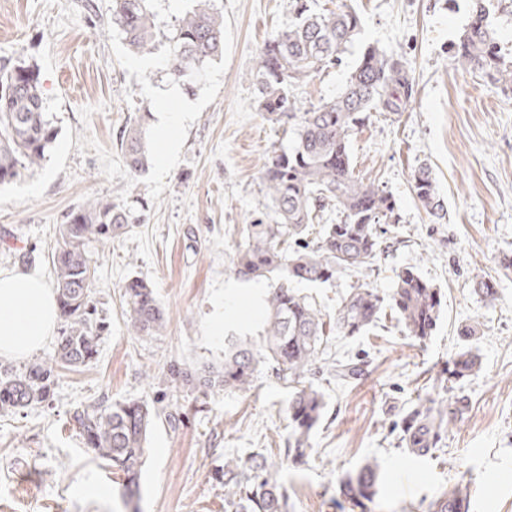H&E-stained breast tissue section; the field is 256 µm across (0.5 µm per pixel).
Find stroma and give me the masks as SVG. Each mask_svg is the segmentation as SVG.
I'll list each match as a JSON object with an SVG mask.
<instances>
[{
    "label": "stroma",
    "instance_id": "1",
    "mask_svg": "<svg viewBox=\"0 0 512 512\" xmlns=\"http://www.w3.org/2000/svg\"><path fill=\"white\" fill-rule=\"evenodd\" d=\"M362 30L339 65L300 83V110L342 88L365 45L402 58L414 85L404 112L374 116L351 139L356 175L396 201L369 281L380 294L396 273L416 267L445 303L426 344L403 336L394 314L354 337L332 338L314 370L323 418L304 465L285 462L288 386L262 369L246 392L189 389L176 368H218L224 338L258 340L265 311L253 281L235 272L239 231L270 207L260 169L281 143L277 124L256 110L251 74L268 33L288 18L290 0H214L224 14V53L208 63L194 94L174 108L190 116L168 166L152 160L132 176L119 135L143 121L155 141V90L168 41L192 0H151L162 29L156 54L134 58L111 23L112 0H0V59L37 66L58 129L41 167L0 188V268L53 281L49 255L71 209L91 199L131 207L144 221L91 247L95 301L108 325L98 356L61 371L51 401L0 416V512H126L120 479L69 423L75 408L116 399L156 401L164 412L148 436L141 512H224L218 474L225 457L261 452L278 462L289 512H357L338 478L366 460L381 464L372 512H432L457 482L468 483L469 512H512V84L454 63L451 45L470 19L471 0H346ZM429 166L442 217L419 202L414 173ZM32 254V262L19 253ZM154 289L166 326L137 336L125 283ZM498 298L485 303L476 280ZM479 322L482 365L464 381L462 417L449 421L440 450L418 457L401 448L398 423L419 395L438 394L460 326ZM360 361L365 374L338 383L333 359ZM176 424H169L167 415Z\"/></svg>",
    "mask_w": 512,
    "mask_h": 512
}]
</instances>
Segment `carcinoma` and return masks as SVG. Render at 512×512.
<instances>
[{"mask_svg":"<svg viewBox=\"0 0 512 512\" xmlns=\"http://www.w3.org/2000/svg\"><path fill=\"white\" fill-rule=\"evenodd\" d=\"M148 2L112 0V26L134 56L151 55L158 47L160 22ZM194 2L177 20L165 57L169 80L188 93L200 82L204 66L224 51V14L212 0ZM491 6L492 0H474L471 20L454 42L452 55L463 67L511 83L512 64L505 65L499 54ZM361 27L360 15L346 4L318 12L311 0H291L288 22L265 41L254 70L257 111L270 121L289 125L294 140L291 146L272 151L264 162L260 179L271 208L266 218L242 228L235 272L245 279L274 274L279 281L267 294L260 343L227 337L222 369L178 372L202 394L216 389L245 392L253 386L259 367H270L292 388L288 447L283 452L295 464L308 458L310 434L325 408L324 395L310 375L327 339L326 329L338 336H359L388 307L406 335L423 343L436 328L442 310L440 289L412 267L397 273L388 300L367 282L382 251L381 236L387 233L383 225L400 223V216L388 192L356 176L350 154L352 135L373 114L401 111V102L412 92L411 70L394 54L369 45L335 97L304 112L296 107L294 88L340 62ZM56 137L37 68L24 61L1 60L0 185L39 167ZM121 147L130 174L146 172L151 154L141 122L125 127ZM415 190L430 214L443 210L428 169L416 172ZM328 210L336 211L339 220L323 225L317 237L308 239L312 226ZM142 222L143 216L126 207L96 199L66 215L52 254L61 318L55 357L20 368H0V416L49 401L59 369L94 361L107 325L93 299L90 247L120 237L129 232V225ZM347 272L357 280L330 316L308 296L288 287L292 279L326 283ZM123 296L135 335L158 334L164 327V313L153 289L132 278ZM478 333L475 324L460 328L463 344L449 363V377L460 381L479 368L480 355L470 344ZM332 371L338 382L364 374L361 365L342 360L333 364ZM468 407V398L462 394L418 399L401 419L402 442L417 455L437 451L448 420L463 415ZM159 416L147 400L86 405L73 413L86 446L120 476L128 512H138L147 434ZM380 473V463L374 459L342 476L338 485L344 500L368 512ZM223 477L224 512H288L286 490L265 454L224 458ZM467 503V494L456 487L444 494L436 512H466Z\"/></svg>","mask_w":512,"mask_h":512,"instance_id":"carcinoma-1","label":"carcinoma"}]
</instances>
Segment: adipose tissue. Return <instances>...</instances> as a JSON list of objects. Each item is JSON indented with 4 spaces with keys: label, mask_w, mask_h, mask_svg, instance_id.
Segmentation results:
<instances>
[{
    "label": "adipose tissue",
    "mask_w": 512,
    "mask_h": 512,
    "mask_svg": "<svg viewBox=\"0 0 512 512\" xmlns=\"http://www.w3.org/2000/svg\"><path fill=\"white\" fill-rule=\"evenodd\" d=\"M56 295L42 277L0 269V357L36 351L57 325Z\"/></svg>",
    "instance_id": "1"
}]
</instances>
